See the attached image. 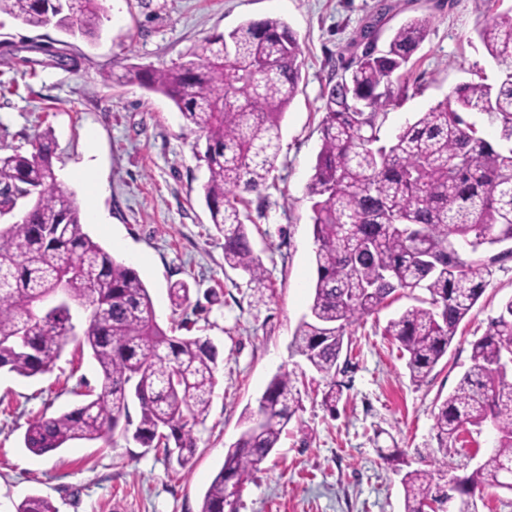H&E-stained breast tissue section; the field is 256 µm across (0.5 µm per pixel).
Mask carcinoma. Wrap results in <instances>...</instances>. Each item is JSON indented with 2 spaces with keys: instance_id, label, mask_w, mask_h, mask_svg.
I'll list each match as a JSON object with an SVG mask.
<instances>
[{
  "instance_id": "cac0c4a2",
  "label": "carcinoma",
  "mask_w": 512,
  "mask_h": 512,
  "mask_svg": "<svg viewBox=\"0 0 512 512\" xmlns=\"http://www.w3.org/2000/svg\"><path fill=\"white\" fill-rule=\"evenodd\" d=\"M488 5L476 36L505 66L499 81L458 84L428 111L381 137L388 106L408 90L401 70L421 48L429 19L402 24L384 50L364 51L329 79L320 122L321 145L307 186L312 204L316 280L310 317L297 326L294 352L325 378H334L347 330L376 313L398 291L429 298L390 320L386 333L409 354L415 382L446 355L461 322L487 286L490 265L512 255V7ZM101 0H0L29 27L54 24L70 34L97 36ZM301 50L296 33L278 17L248 20L204 41L189 59L162 70L133 71L161 93L205 137L203 198L224 239V264L265 279L237 191L263 201L280 150L281 123L299 91ZM468 114L495 129L483 137ZM49 136L31 151L0 156V214L29 199L21 220L0 230V370L23 378L49 371L68 341L87 349L102 383L95 398L28 424L23 445L36 455L71 440L109 442L129 401L141 418L132 438L163 447L186 467L196 443L192 428L205 420L216 386L217 347L207 338L176 337L157 322L148 288L84 231L74 194L57 180ZM64 290L51 310L43 299ZM512 298L471 344L470 368L435 414L438 450L463 445L469 426L490 422L493 452L449 482L458 512H476L487 487L512 492L498 476L512 466ZM299 404L291 375H275L245 429L224 454L200 512H239L241 492L278 447ZM404 512L448 499L429 470L406 472ZM16 512H57L46 497L22 501Z\"/></svg>"
}]
</instances>
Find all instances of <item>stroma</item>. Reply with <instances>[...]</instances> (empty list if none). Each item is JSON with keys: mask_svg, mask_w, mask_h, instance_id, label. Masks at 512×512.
Masks as SVG:
<instances>
[{"mask_svg": "<svg viewBox=\"0 0 512 512\" xmlns=\"http://www.w3.org/2000/svg\"><path fill=\"white\" fill-rule=\"evenodd\" d=\"M94 42L67 38L55 26L32 28L0 14V44L70 42L79 65L28 68L0 51V155L27 153L51 132L58 179L85 205L91 187L74 167L93 152L108 192L99 198L105 221L84 229L146 285L157 321H186L192 336L219 349L209 413L196 424V452L183 469L163 449L146 448L123 429L111 442L72 440L37 456L23 445L28 423L55 416L99 390L96 361L68 343L53 369L34 378L0 373V512H16L28 496L48 497L58 512H199L202 498L256 409L271 378L292 374L300 407L278 448L245 484L239 512H403L402 476L429 469L441 480L471 472L491 452V424L471 428L470 458L437 450L435 405L471 365V343L512 298V260L492 265L486 290L460 324L447 354L422 381H413L387 323L424 297L399 293L378 313L349 329L336 376L343 396L336 411L322 403L327 381L291 348L309 313L316 277L307 185L320 149L323 93L358 48L370 22L379 43L416 10L430 19L422 47L407 65V94L389 108L382 138L441 100L461 82L503 68L475 37L484 20L480 0H103ZM282 18L297 33L303 66L299 92L282 123V148L266 201L245 193L247 228L266 269V285L224 264L223 238L210 221L201 186L197 130L161 94L129 82L134 69L161 70L208 37L252 18ZM183 281L190 301L173 308L168 289ZM395 451L394 460L381 450Z\"/></svg>", "mask_w": 512, "mask_h": 512, "instance_id": "1", "label": "stroma"}]
</instances>
